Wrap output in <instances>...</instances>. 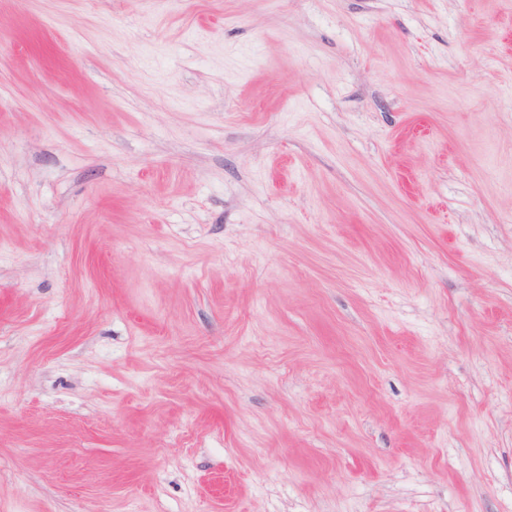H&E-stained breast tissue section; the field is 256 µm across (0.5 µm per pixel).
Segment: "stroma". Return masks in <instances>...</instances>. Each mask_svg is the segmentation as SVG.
<instances>
[{
  "label": "stroma",
  "mask_w": 512,
  "mask_h": 512,
  "mask_svg": "<svg viewBox=\"0 0 512 512\" xmlns=\"http://www.w3.org/2000/svg\"><path fill=\"white\" fill-rule=\"evenodd\" d=\"M0 512H512V0H0Z\"/></svg>",
  "instance_id": "obj_1"
}]
</instances>
